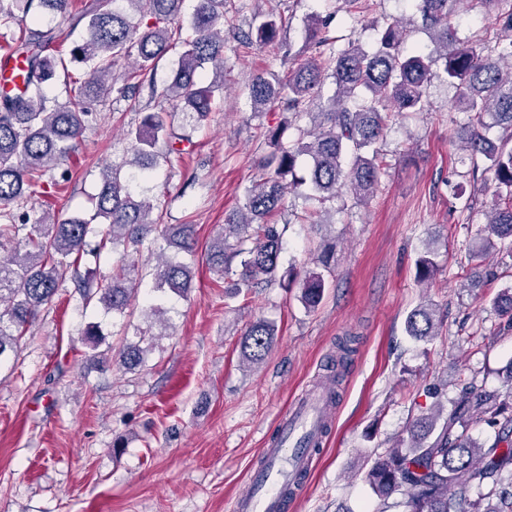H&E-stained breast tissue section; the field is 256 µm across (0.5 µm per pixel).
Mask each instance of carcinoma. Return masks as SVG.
<instances>
[{"instance_id": "carcinoma-1", "label": "carcinoma", "mask_w": 512, "mask_h": 512, "mask_svg": "<svg viewBox=\"0 0 512 512\" xmlns=\"http://www.w3.org/2000/svg\"><path fill=\"white\" fill-rule=\"evenodd\" d=\"M184 0H89L73 15L65 32L55 26L20 27L19 15L44 18L64 14L72 0H0V34L10 36L9 58L20 65L22 90L0 92V365L17 355L19 339L56 295L69 270L83 255L100 257L112 246L132 244L156 255L153 290L185 296L194 277L191 256L197 244L196 225L162 224L153 219V201L140 187L150 180L159 161L181 160L176 142H191L174 131L179 114L196 126L207 121L215 92L224 87V4L226 0H196L189 27L172 29ZM481 10L494 18L499 36L483 45H465L452 22L455 9ZM416 11L439 46L436 55L404 50L402 22L377 28L373 49L350 42L336 46L328 36L332 10L315 16L304 30V47L288 76L259 75L249 86L256 112L282 107L283 123L265 132L270 152L260 161L262 175L245 189L241 207L224 217V230L207 247L206 261L221 277H236L233 296L248 295L275 280L282 252V230L271 221L285 214V195L291 191L323 204L347 190L365 203L381 178V165L372 146L389 122L426 109L428 85L443 79L457 89V107L468 114L456 138L472 164L493 173L496 202L484 234L472 256L484 257L491 237L508 241L512 250V0H417ZM283 21L273 14L252 18L238 35L245 44H272ZM80 39L68 57L63 46L78 26ZM179 43L175 68L162 86L151 72L174 43ZM212 68V78L203 73ZM83 70L75 78L69 67ZM64 75L68 102L49 104L46 89ZM334 94L322 100L326 80ZM151 96L180 110L150 112L128 129L130 158L103 169L94 197L92 225L78 218L59 220L45 211L33 218L24 203L47 172L68 158L77 137L105 105L111 93L136 99L143 84ZM307 116L310 126L298 121ZM297 136L286 142L290 128ZM499 128V141L489 137ZM417 275L432 279L439 266L431 249L415 261ZM287 277L300 278L302 300L308 309L321 302L325 275L307 269L303 275L289 268ZM139 285L135 265L122 253L99 281L77 280L85 303L92 299L114 315H123ZM406 333L418 342L438 335L435 311L427 305L412 310ZM275 326L258 319L241 338L242 356L258 363L270 351ZM144 338L119 351L129 370L138 367L147 348ZM84 343L96 351L105 343L99 325L84 330ZM504 390L486 394L476 376L468 378L444 420L421 416L409 427L410 440L377 455L365 481L381 499L403 496L404 512H512V362ZM489 428L480 442L470 430Z\"/></svg>"}]
</instances>
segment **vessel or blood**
Wrapping results in <instances>:
<instances>
[{
  "mask_svg": "<svg viewBox=\"0 0 512 512\" xmlns=\"http://www.w3.org/2000/svg\"><path fill=\"white\" fill-rule=\"evenodd\" d=\"M324 393L309 392L280 420V439L262 452L263 466L253 469L250 488L232 505V512H282L280 489L305 483L313 444L329 416Z\"/></svg>",
  "mask_w": 512,
  "mask_h": 512,
  "instance_id": "vessel-or-blood-1",
  "label": "vessel or blood"
}]
</instances>
